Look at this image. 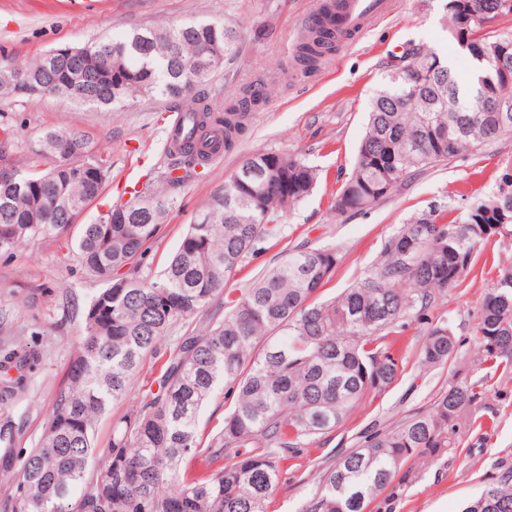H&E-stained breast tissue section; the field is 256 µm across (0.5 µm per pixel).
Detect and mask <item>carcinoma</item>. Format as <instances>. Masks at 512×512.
<instances>
[{"label":"carcinoma","instance_id":"carcinoma-1","mask_svg":"<svg viewBox=\"0 0 512 512\" xmlns=\"http://www.w3.org/2000/svg\"><path fill=\"white\" fill-rule=\"evenodd\" d=\"M503 0H444L450 33L469 39L491 59L507 50L512 33L488 22L512 12ZM337 0L321 4V18L301 37L295 63L317 68L347 36L338 25ZM238 33L220 20H188L158 29H134L119 40H93L76 48L90 73L68 78L69 64L47 52L24 64L0 66V99L44 96L110 110L138 94L160 95L188 114L178 156L166 186L139 194L128 205L145 210L146 224H107L106 214L81 225L76 254L103 283L85 311L78 354L68 382L57 391L38 446L16 447L13 410L26 398L27 373L40 360L33 347L0 356V478L15 483L0 512H268L302 445L336 429L372 393L396 382L401 357L387 341L402 319H425L436 297L458 286L490 237L512 227L504 209L512 192L476 199L444 220L432 208L412 218L382 250L362 279L322 300L319 290L336 267L329 247L288 250L249 287L224 301V317L173 339L155 383L112 423V439L97 451L95 423L125 401L146 356L161 353L174 326L193 318L225 290L258 244L282 237L281 217L304 200L317 169L288 153L258 152L224 180L200 208L209 222L193 221L157 277H133L124 268L143 258L174 203L176 172L201 164L198 140L224 131L232 150L265 102L244 88L207 103L212 73L236 53ZM431 50L409 55L405 81L390 79L375 96L354 168L336 200V211L357 213L384 200L378 190L400 185L413 173L444 165L512 134V112H486L479 96V65L462 80L441 61L432 72ZM112 75L99 80V62ZM31 93H18L17 72ZM455 142L448 148V140ZM67 137L70 153H56ZM52 165L29 172L6 161L15 180L0 184V253L34 237L58 239L97 199L110 175L109 160L90 152L78 130L47 129L40 137ZM479 359L488 369L512 370V268L500 271L485 294L475 329ZM456 359V342L440 320L423 337L419 363L434 368ZM16 375H9L10 371ZM477 385L452 382L431 407L375 431L364 444L318 471V489L305 512H367L401 469L448 447V423L478 399ZM233 400L224 425L201 447L198 414L218 391ZM463 512H512V468L488 483Z\"/></svg>","mask_w":512,"mask_h":512}]
</instances>
